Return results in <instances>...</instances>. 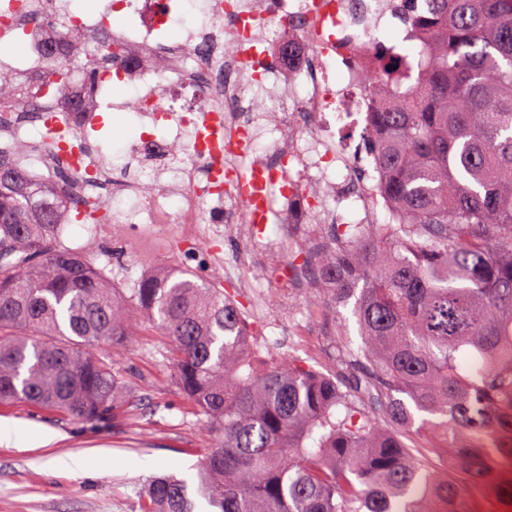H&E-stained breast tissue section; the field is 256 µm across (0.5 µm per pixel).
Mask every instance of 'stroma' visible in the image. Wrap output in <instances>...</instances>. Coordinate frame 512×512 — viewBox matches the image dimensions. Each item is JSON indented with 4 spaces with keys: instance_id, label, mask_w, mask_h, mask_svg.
Returning a JSON list of instances; mask_svg holds the SVG:
<instances>
[{
    "instance_id": "stroma-1",
    "label": "stroma",
    "mask_w": 512,
    "mask_h": 512,
    "mask_svg": "<svg viewBox=\"0 0 512 512\" xmlns=\"http://www.w3.org/2000/svg\"><path fill=\"white\" fill-rule=\"evenodd\" d=\"M102 117L100 130L88 131L86 139L98 159L107 163L114 141L135 137L138 127L130 113L116 108L106 109ZM280 233L279 225L270 223L252 242L230 230L195 246L173 228L148 238L136 227L116 225L101 236L93 225L73 223L67 225L62 243L70 248L92 244L95 265L111 269L117 283L129 287L160 268L220 277L224 259L253 249L243 274L264 296V313L253 338L257 365L290 356L323 374L348 377L357 368L355 355L363 344L354 305H334L320 288H290L276 265L287 257L276 247ZM215 252L220 261H212ZM164 349L163 336L142 316L136 341L114 350L119 367L141 397L140 406L116 423H81L25 401L0 404V423L57 436L47 446L25 441L0 446V512H142L144 488L153 477L193 478L213 440L174 387ZM73 457L89 459V467L61 468V461Z\"/></svg>"
}]
</instances>
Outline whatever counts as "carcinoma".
<instances>
[{"label": "carcinoma", "instance_id": "cac0c4a2", "mask_svg": "<svg viewBox=\"0 0 512 512\" xmlns=\"http://www.w3.org/2000/svg\"><path fill=\"white\" fill-rule=\"evenodd\" d=\"M417 75L388 60L371 137L385 224L332 225L318 263L332 302L357 297L364 377L298 359L259 370L235 296L219 281L110 285L61 243L67 197L0 161V402L105 425L138 404L100 353L167 337L180 392L214 438L196 474L207 512H487L512 504V0H429ZM71 61L40 74L64 93ZM24 80L0 70V103ZM376 393L384 423L359 394ZM435 418L442 474L404 441L409 407ZM144 512H195L187 480H151Z\"/></svg>", "mask_w": 512, "mask_h": 512}]
</instances>
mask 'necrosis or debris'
<instances>
[{
  "label": "necrosis or debris",
  "instance_id": "obj_1",
  "mask_svg": "<svg viewBox=\"0 0 512 512\" xmlns=\"http://www.w3.org/2000/svg\"><path fill=\"white\" fill-rule=\"evenodd\" d=\"M128 21L112 26L111 9L87 13L58 0H0V24L21 28L26 70L41 68L43 50L57 34L89 36L80 53L93 69L101 96L130 88L121 109L145 130L127 148L123 172L101 166L83 131L93 117L75 109L59 90L35 84L25 99L0 106V140L23 136V112L37 108L40 133L22 166L71 172L60 190L94 200L101 224H132L154 235L165 224L183 225L189 241L222 236L226 224L248 231L254 221L281 222V247L303 244L317 255L329 244L327 225L338 223L336 204L360 203L365 224L390 204L379 194L381 172L363 157L360 142L342 140L347 127L367 130L375 99L369 79L401 42L428 31L407 23L418 0H119ZM397 29L400 43L381 40ZM111 35L115 55L97 53L95 33ZM162 55V69L149 60ZM269 110H254V99ZM264 188L256 203L230 191L237 160ZM119 175L117 201L96 188ZM306 212L324 225L309 236L298 219Z\"/></svg>",
  "mask_w": 512,
  "mask_h": 512
}]
</instances>
